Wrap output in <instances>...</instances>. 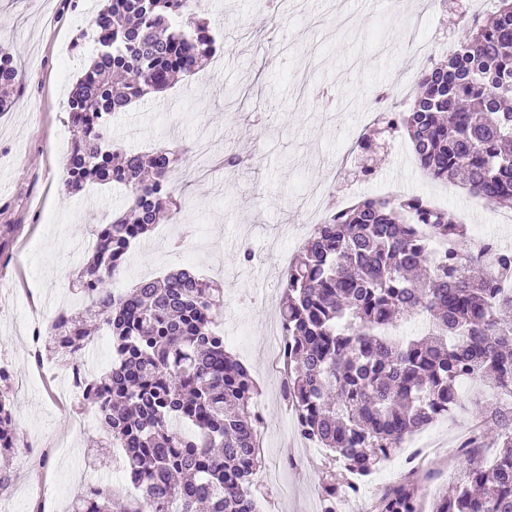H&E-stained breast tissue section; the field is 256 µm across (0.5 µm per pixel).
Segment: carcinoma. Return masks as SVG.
<instances>
[{"instance_id": "cac0c4a2", "label": "carcinoma", "mask_w": 512, "mask_h": 512, "mask_svg": "<svg viewBox=\"0 0 512 512\" xmlns=\"http://www.w3.org/2000/svg\"><path fill=\"white\" fill-rule=\"evenodd\" d=\"M201 0H109L95 17L96 55L68 100L80 135L65 162V190L118 183L127 208L96 224L99 246L78 272L83 304L59 316L44 347L73 364L88 323L112 336V364L84 399L119 448L129 492L98 489L91 512H259L253 475L257 385L224 346L212 281L184 269L113 288L133 243L172 215L181 199L172 173L188 156L112 147V118L191 75L216 53ZM459 51L419 73L421 91L385 122L408 139L435 181H462L472 194L512 210V0L494 15L460 19ZM20 82L0 51V109ZM467 225L420 195L365 197L315 227L281 283L288 331L284 399L301 437L368 476L459 402L464 372L512 395V250L471 263ZM421 319L416 336L395 328ZM498 451L469 469L431 512H512V407L479 402ZM20 439L10 389L0 388V450ZM323 512H338L351 487L322 476ZM420 481L386 487L374 512H420Z\"/></svg>"}]
</instances>
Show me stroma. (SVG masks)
<instances>
[{
  "mask_svg": "<svg viewBox=\"0 0 512 512\" xmlns=\"http://www.w3.org/2000/svg\"><path fill=\"white\" fill-rule=\"evenodd\" d=\"M99 0H0V47L13 56L20 86L0 112V356L23 382L13 411L25 441L49 449L33 461L26 451L9 459L16 474L12 494L28 504L36 483L54 492V512H64L81 480L109 487L118 477L115 452L102 449L97 422L72 427L63 406L61 379L45 380L29 354L27 306L56 312L58 298L80 303L76 274L86 255L71 244L112 212L126 196L95 185L78 193L64 189V161L72 134L68 96L95 52L93 20ZM410 0H347L352 21L341 24L330 0H278L267 21L266 0H202V18L219 49L211 62L171 89L145 98L112 121L119 147L147 151L190 147L175 186L185 205L177 220L162 221L133 244L120 284L131 288L142 269L160 277L189 269L205 278L223 266L220 323L227 350L250 370L263 415L262 466L277 483L259 491L260 512H321L323 451H303L290 429L291 409L281 377L268 375L266 333L280 298L260 305L279 267L271 240L301 226L315 206L303 197L306 183L323 178L346 142L371 133L373 96L396 91V79L411 61L403 37ZM232 151L251 160L247 169H225ZM407 139H387L374 155L378 177L421 193ZM465 188L451 191L447 210L470 229L499 232L512 245V223L497 225V208L465 214ZM251 260H244V253ZM490 387L462 392L459 406L430 428L439 453L429 459L421 499L431 506L476 459L460 437L473 422L475 399L493 400Z\"/></svg>",
  "mask_w": 512,
  "mask_h": 512,
  "instance_id": "1",
  "label": "stroma"
}]
</instances>
